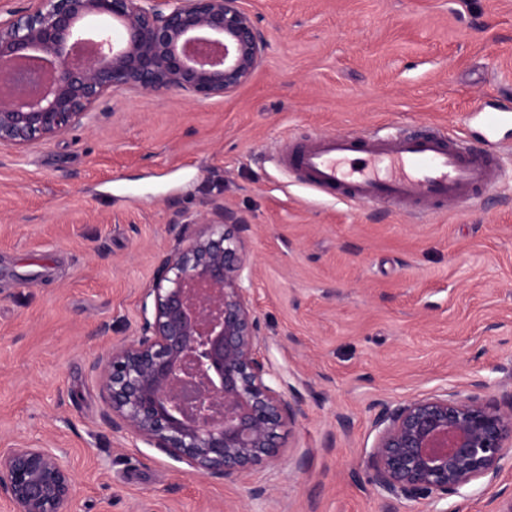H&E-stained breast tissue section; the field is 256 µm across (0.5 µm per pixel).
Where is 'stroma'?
I'll use <instances>...</instances> for the list:
<instances>
[{"instance_id": "1", "label": "stroma", "mask_w": 512, "mask_h": 512, "mask_svg": "<svg viewBox=\"0 0 512 512\" xmlns=\"http://www.w3.org/2000/svg\"><path fill=\"white\" fill-rule=\"evenodd\" d=\"M244 4L268 46L231 96L119 91L47 144L0 149V448L62 456L65 512H382L363 463L375 400L483 380L512 404V123L491 146L499 187L424 219L326 202L274 163L291 136L475 137L512 100V0ZM214 203L251 226V298L296 409L247 485L113 431L91 368L139 334L171 224ZM399 512L491 510L474 485Z\"/></svg>"}]
</instances>
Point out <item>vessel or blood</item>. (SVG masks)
Here are the masks:
<instances>
[{"mask_svg":"<svg viewBox=\"0 0 512 512\" xmlns=\"http://www.w3.org/2000/svg\"><path fill=\"white\" fill-rule=\"evenodd\" d=\"M278 165L327 201L396 202L411 214L475 202L500 182L492 153L433 129L387 137H292Z\"/></svg>","mask_w":512,"mask_h":512,"instance_id":"1","label":"vessel or blood"}]
</instances>
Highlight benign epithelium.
<instances>
[{
  "label": "benign epithelium",
  "instance_id": "obj_1",
  "mask_svg": "<svg viewBox=\"0 0 512 512\" xmlns=\"http://www.w3.org/2000/svg\"><path fill=\"white\" fill-rule=\"evenodd\" d=\"M124 37L117 42L112 29ZM267 42L243 0H34L0 20V147L24 151L88 119L118 90L225 97L247 83ZM250 225L211 205L171 225L141 304V334L111 344L92 369L103 418L185 463L194 476L247 484L278 454L294 410L271 385L249 288L243 234ZM475 381L392 408L379 403L370 483L385 512L401 499L439 502L476 481L489 502L512 455V404L487 403ZM0 488L14 512H63L75 480L50 448L0 451Z\"/></svg>",
  "mask_w": 512,
  "mask_h": 512
}]
</instances>
